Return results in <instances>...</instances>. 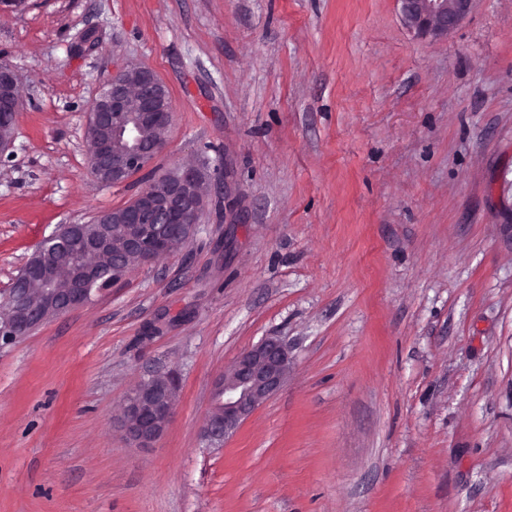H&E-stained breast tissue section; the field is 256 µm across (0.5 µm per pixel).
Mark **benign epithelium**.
<instances>
[{
  "instance_id": "obj_1",
  "label": "benign epithelium",
  "mask_w": 512,
  "mask_h": 512,
  "mask_svg": "<svg viewBox=\"0 0 512 512\" xmlns=\"http://www.w3.org/2000/svg\"><path fill=\"white\" fill-rule=\"evenodd\" d=\"M407 26L424 38L446 39L468 16L476 0H396ZM19 77L13 66L0 61V158L13 145L17 112L21 110ZM169 93L149 67L128 65L93 101L86 134L92 138L89 165L104 185H120L145 170L162 152L171 121ZM202 175L193 167H180L154 180L130 202L97 215L96 230L86 224L66 225L68 245L57 247L59 233L44 240L12 282L4 300L9 311L0 321V348L26 337L53 317L89 304L99 290L93 288L98 270L87 257L112 253V282L125 275L127 253L148 264L171 252L170 239H191L197 217L207 199ZM127 225L122 244L115 247L107 235L108 223ZM66 271L67 286H56ZM41 286L34 302L30 287ZM290 356L280 338L270 336L242 352L215 383L212 406L203 434L221 446L259 407L273 398L288 379ZM178 384L169 372L154 371L140 380L125 400L121 428L129 441L149 448L168 427Z\"/></svg>"
}]
</instances>
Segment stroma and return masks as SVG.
Listing matches in <instances>:
<instances>
[{
    "label": "stroma",
    "mask_w": 512,
    "mask_h": 512,
    "mask_svg": "<svg viewBox=\"0 0 512 512\" xmlns=\"http://www.w3.org/2000/svg\"><path fill=\"white\" fill-rule=\"evenodd\" d=\"M0 157V290L40 242L183 166L195 236L0 349V512H512V0L443 40L396 0H28ZM164 151L119 186L88 107L129 64ZM269 336L281 390L222 447L215 381ZM178 379L149 448L125 397Z\"/></svg>",
    "instance_id": "obj_1"
}]
</instances>
